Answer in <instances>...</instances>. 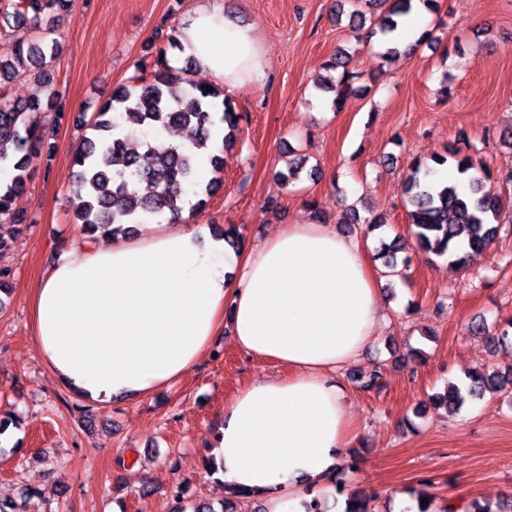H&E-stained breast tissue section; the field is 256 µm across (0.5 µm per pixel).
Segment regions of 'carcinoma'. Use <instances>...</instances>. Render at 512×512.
<instances>
[{
    "label": "carcinoma",
    "mask_w": 512,
    "mask_h": 512,
    "mask_svg": "<svg viewBox=\"0 0 512 512\" xmlns=\"http://www.w3.org/2000/svg\"><path fill=\"white\" fill-rule=\"evenodd\" d=\"M74 0H0V23L6 22L10 36L0 47V166L12 176L0 183V221L21 224L12 210L14 198L26 185V173L34 159L41 157L44 131L30 122V113L46 107L59 121L63 106L48 69L47 56H55L57 41L51 38L59 16L68 12ZM351 4L350 21L362 27L365 14L362 6L383 9L378 32L387 38L397 31L400 19L410 14L413 0H336V17ZM326 67L335 72L333 78H322L315 87L333 94L332 108L339 112L356 95L361 78L349 53L337 51ZM136 74L130 83H121L112 95L94 112L85 134L72 153L76 167L71 205L74 223L84 234L127 235L133 226L151 224L166 210L178 209V203L190 204L194 210L223 188L224 153L236 144L242 114L233 101L224 98V90L197 85L190 78V68L174 67L167 51H158L152 63L137 62ZM29 75L45 90L44 98L15 101L6 91L19 75ZM188 129L193 132L191 146H160L153 135L162 131ZM218 131L216 152L207 156L210 177H200V156L196 149L206 146ZM142 132L144 154L125 150L135 133ZM306 159L295 156L288 173H277L287 184L300 177ZM451 166L460 175L468 176L467 190L455 182L431 184L423 177L439 167ZM500 177L494 175L475 155L450 144L442 153L416 160L403 182V194L410 204L409 220L415 247L427 257L447 260L448 266L464 269L471 254L485 250L499 236L505 223H512V205L495 191ZM406 243L396 237L382 243L386 257V275L400 273L398 265L408 266L410 256L398 258ZM468 384H451L447 391L433 397L451 410L462 406L468 398L485 393L512 389V367L488 374L475 370L467 376ZM364 392L381 389V376L373 372L356 377ZM344 468H336L333 477L336 493L346 494L344 512H375L374 497L358 491L345 493ZM234 497L220 501L219 508L199 502L192 508L181 504L173 512H235Z\"/></svg>",
    "instance_id": "cac0c4a2"
}]
</instances>
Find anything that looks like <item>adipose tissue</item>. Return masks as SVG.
I'll return each instance as SVG.
<instances>
[{
    "label": "adipose tissue",
    "instance_id": "ef3b65f1",
    "mask_svg": "<svg viewBox=\"0 0 512 512\" xmlns=\"http://www.w3.org/2000/svg\"><path fill=\"white\" fill-rule=\"evenodd\" d=\"M224 95L265 76L250 28L199 0L180 38ZM189 211L134 238L81 236L31 291L33 339L67 388L87 400L144 397L196 366L224 330L240 351L286 370L225 402L212 444L225 492L268 512H305L328 492L354 425L337 370L370 342L378 288L360 245L329 224H288L234 253L200 237Z\"/></svg>",
    "mask_w": 512,
    "mask_h": 512
}]
</instances>
